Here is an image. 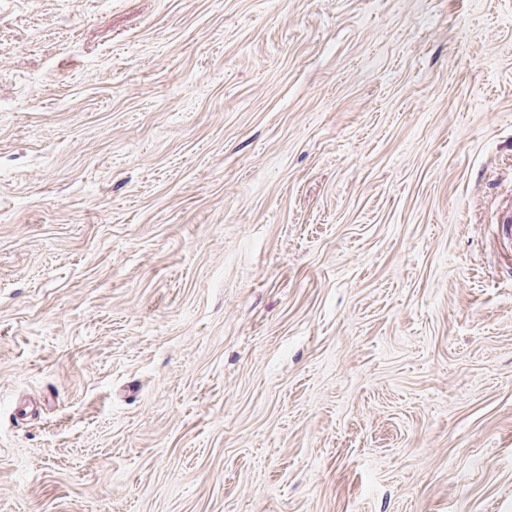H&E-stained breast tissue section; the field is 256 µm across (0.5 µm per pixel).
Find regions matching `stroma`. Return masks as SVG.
<instances>
[{
	"label": "stroma",
	"mask_w": 512,
	"mask_h": 512,
	"mask_svg": "<svg viewBox=\"0 0 512 512\" xmlns=\"http://www.w3.org/2000/svg\"><path fill=\"white\" fill-rule=\"evenodd\" d=\"M512 0H0V512H512Z\"/></svg>",
	"instance_id": "stroma-1"
}]
</instances>
